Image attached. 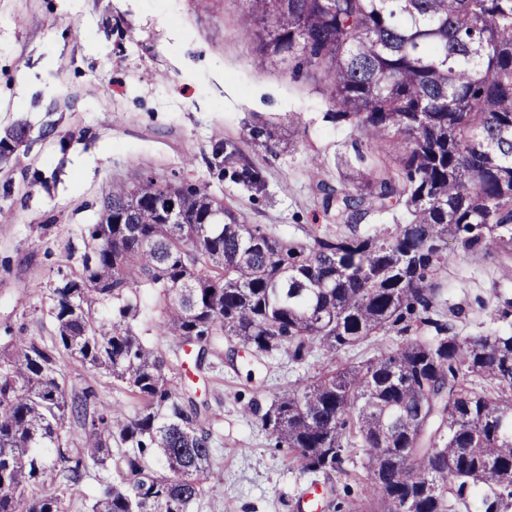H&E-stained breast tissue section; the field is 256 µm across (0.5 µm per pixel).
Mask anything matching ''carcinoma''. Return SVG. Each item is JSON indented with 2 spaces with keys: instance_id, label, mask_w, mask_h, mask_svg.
<instances>
[{
  "instance_id": "carcinoma-1",
  "label": "carcinoma",
  "mask_w": 512,
  "mask_h": 512,
  "mask_svg": "<svg viewBox=\"0 0 512 512\" xmlns=\"http://www.w3.org/2000/svg\"><path fill=\"white\" fill-rule=\"evenodd\" d=\"M244 2L260 58L323 73L324 119L350 130L336 184L313 182L339 231L272 235L207 186L151 172L112 184L81 231L82 274L46 291L50 341L0 337V512H69L90 478L82 512H190L216 431L182 369L191 357L203 372L226 341L294 362L322 351L323 371L275 396L262 424L301 474L363 459L374 497L349 512H459L473 495L512 512V332L462 336L434 318L449 259L512 257V0ZM26 133L0 139L1 162ZM212 156L263 185L236 145ZM396 209L404 222L366 223ZM144 288L168 354L137 332ZM484 307L512 316V298ZM422 327L435 335L336 363L381 331ZM63 353L137 407L67 393Z\"/></svg>"
}]
</instances>
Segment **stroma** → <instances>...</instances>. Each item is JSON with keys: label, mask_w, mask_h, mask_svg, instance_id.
Returning a JSON list of instances; mask_svg holds the SVG:
<instances>
[{"label": "stroma", "mask_w": 512, "mask_h": 512, "mask_svg": "<svg viewBox=\"0 0 512 512\" xmlns=\"http://www.w3.org/2000/svg\"><path fill=\"white\" fill-rule=\"evenodd\" d=\"M243 0H0V137L28 132L0 163V331L50 338L41 309L58 274H80L81 228L97 223L105 188L153 172L203 182L241 220L280 237L335 234L313 194L314 178L335 181L333 159L348 130L324 121L330 109L320 75L291 77L260 61L240 22ZM267 121L274 140L253 138ZM236 144L264 186L255 191L212 167L217 140ZM325 166L312 171L314 156ZM443 318L461 335L505 330L479 300L512 295V268L458 255L438 273ZM67 390L92 387L99 400L133 411L134 399L104 374L61 356ZM321 352L299 364L288 356L214 360L199 395L217 430L214 473L192 512H298L303 489L318 484L340 503L367 499L348 485L344 460L331 475H300L274 447L261 417L274 396L317 375Z\"/></svg>", "instance_id": "obj_1"}]
</instances>
